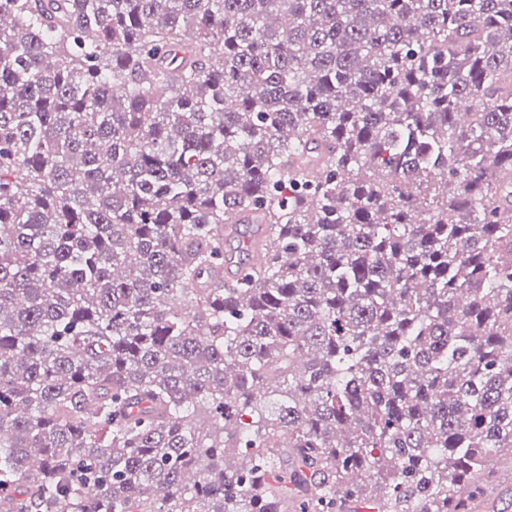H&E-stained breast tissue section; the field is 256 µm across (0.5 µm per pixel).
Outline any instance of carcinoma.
I'll return each instance as SVG.
<instances>
[{"label": "carcinoma", "mask_w": 512, "mask_h": 512, "mask_svg": "<svg viewBox=\"0 0 512 512\" xmlns=\"http://www.w3.org/2000/svg\"><path fill=\"white\" fill-rule=\"evenodd\" d=\"M2 15L0 512H468L512 456V0Z\"/></svg>", "instance_id": "obj_1"}]
</instances>
